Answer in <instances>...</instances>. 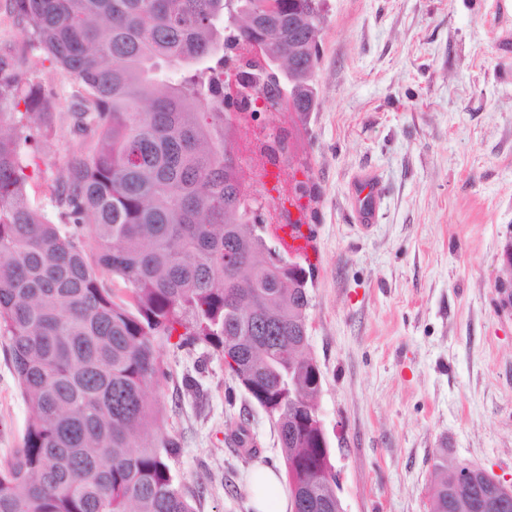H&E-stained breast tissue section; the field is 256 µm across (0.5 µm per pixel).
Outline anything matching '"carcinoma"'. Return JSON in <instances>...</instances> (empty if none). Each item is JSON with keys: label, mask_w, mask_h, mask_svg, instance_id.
<instances>
[{"label": "carcinoma", "mask_w": 512, "mask_h": 512, "mask_svg": "<svg viewBox=\"0 0 512 512\" xmlns=\"http://www.w3.org/2000/svg\"><path fill=\"white\" fill-rule=\"evenodd\" d=\"M30 48L77 82L68 118L95 140L74 153L50 198L26 187L58 96L0 51V337L30 410L22 446L0 463V512H195L150 440L148 390L169 377L155 342L203 344L277 428L295 512H336V471L302 427L316 384L307 285L264 251L238 213L240 173L224 158V51L283 60L289 105L308 112V56L321 0H6ZM24 110H19V106ZM36 121L37 135L30 133ZM119 278L118 298L99 278ZM449 477L430 512H474Z\"/></svg>", "instance_id": "carcinoma-1"}]
</instances>
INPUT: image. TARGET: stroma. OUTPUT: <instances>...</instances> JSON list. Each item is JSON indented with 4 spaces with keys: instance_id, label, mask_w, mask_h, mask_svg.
I'll list each match as a JSON object with an SVG mask.
<instances>
[{
    "instance_id": "stroma-1",
    "label": "stroma",
    "mask_w": 512,
    "mask_h": 512,
    "mask_svg": "<svg viewBox=\"0 0 512 512\" xmlns=\"http://www.w3.org/2000/svg\"><path fill=\"white\" fill-rule=\"evenodd\" d=\"M324 15L315 109L301 116L283 101L239 115L230 138L267 225L276 202L255 191L249 140L258 127L292 133L284 183L314 233L309 354L344 512H429L442 451L512 485V304L496 288L512 276V0H324ZM0 46L68 108L70 79L1 8ZM86 144L57 123L38 145L32 202H47ZM366 175L382 200L365 227L353 188ZM158 352L172 377L149 399L156 437L177 442L178 481L197 493V512H253L251 474L284 471L272 422L231 389L213 349L162 340ZM28 418L0 342V461ZM241 427L255 456L234 438Z\"/></svg>"
}]
</instances>
